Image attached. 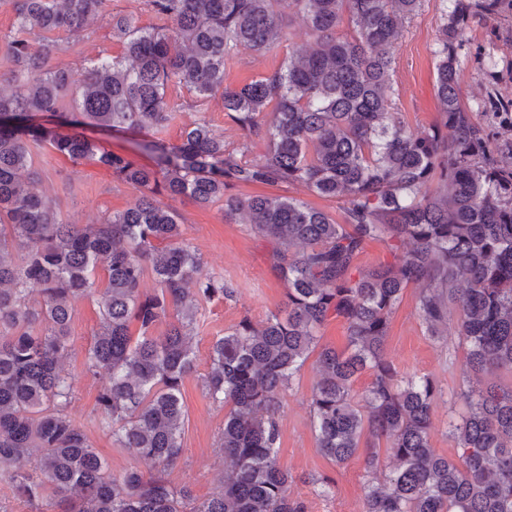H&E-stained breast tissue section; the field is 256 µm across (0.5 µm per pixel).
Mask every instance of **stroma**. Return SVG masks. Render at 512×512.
I'll return each instance as SVG.
<instances>
[{
    "label": "stroma",
    "mask_w": 512,
    "mask_h": 512,
    "mask_svg": "<svg viewBox=\"0 0 512 512\" xmlns=\"http://www.w3.org/2000/svg\"><path fill=\"white\" fill-rule=\"evenodd\" d=\"M441 23L440 0H423L418 14L406 23L393 47L395 103L406 125L413 129H424L440 120L434 72ZM465 39L457 83L464 103L483 122L487 116L481 112L479 102L488 82H495L501 94L512 99V18L494 28L474 21ZM309 41L305 28L295 24L286 41L272 51L257 53L246 46L237 47L225 62V81L237 86L268 75L281 66L290 52L306 47ZM121 51L122 45L113 38L109 20L98 18L89 22L80 37L70 39L54 64L65 68L71 84L77 85L97 54L116 56ZM168 97L181 106L175 121L163 133L168 142H179L183 127L201 119L223 131L226 141H239L240 133L225 115L220 100H198L181 85L170 86ZM34 165L41 175L43 189L61 219L69 224L95 223L131 207L138 197L137 190L118 183L110 172L73 162L46 145L35 149ZM172 206L182 216L183 236L197 250L204 272L224 278L237 290L232 300L201 301L193 329L196 369L182 385L185 409L182 454L168 479L173 487H188L193 498L200 502L215 492L224 468V457L218 447L224 427V408L202 386V377L210 365L211 345L243 315L262 320L282 309L286 296L282 282L270 269L258 237L247 225L225 221L223 204L200 207L176 200ZM416 306V289H407L391 318L385 350L400 370L430 375L442 390L443 396L434 410L430 442L439 455L451 458L456 448L448 425L450 420L458 418L462 407L450 404L447 396L459 391L468 380L465 347L453 331L444 339H431L417 317ZM99 326L96 299L77 300L70 324L73 351L65 366L74 390L69 414L113 474H122L133 466L151 474L154 468L150 462L134 460L118 447L110 432L98 425L101 382L86 373L85 354ZM316 380L315 362L307 360L286 392L279 415V463L291 477L292 498L303 502L306 512H362L366 482L363 455L336 465L321 453L311 427L310 395ZM323 478L331 483V490L326 494L319 485Z\"/></svg>",
    "instance_id": "stroma-1"
}]
</instances>
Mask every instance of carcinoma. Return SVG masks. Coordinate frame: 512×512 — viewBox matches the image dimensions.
<instances>
[{
  "mask_svg": "<svg viewBox=\"0 0 512 512\" xmlns=\"http://www.w3.org/2000/svg\"><path fill=\"white\" fill-rule=\"evenodd\" d=\"M11 2L17 35L6 43L12 67L0 74V227L13 239L0 240V475L14 493L30 503L53 497L59 512H305L278 461V418L316 351L310 417L324 456L340 465L363 452L371 475L387 444L392 468L383 482L366 481L363 512H512V385L469 384L451 396L467 412L450 424L457 459H447L429 441L435 380L400 371L385 352L391 317L414 288L429 335L456 318L468 373L512 374V141L500 145L495 127L474 118L456 81L472 20L493 27L512 17V0H475L473 12L452 0L436 51L441 119L418 132L394 108L392 47L422 0H145L161 21L151 27L110 12L112 0ZM106 14L123 53L99 58L74 88L52 65L65 47L50 35L76 38ZM345 20L355 35L339 33ZM296 21L311 38L305 49L258 80L224 84L235 47L270 51ZM174 81L202 100L220 94L239 143L206 122L184 128L178 144L161 138L176 118ZM484 98L487 113L512 119V99L489 88ZM64 127L149 134L136 146L151 164ZM255 138L266 145L260 158L249 156ZM41 145L111 172L139 199L97 224L63 222L37 190L32 148ZM255 184L338 200L340 219L295 197L228 193ZM163 197L224 202L226 220L242 217L267 243L286 285L283 312L245 315L212 344L202 380L228 406L219 437L227 467L220 490L198 504L167 479L182 453L181 386L196 367L199 301L236 290L202 274ZM371 241L384 242L389 258L361 269ZM30 284L40 287L36 304ZM85 297L101 315L86 354L87 372L105 375L99 426L152 462L148 477L114 476L68 414L63 364L74 302ZM171 311L166 335L154 336ZM331 319L346 324L340 352L318 347Z\"/></svg>",
  "mask_w": 512,
  "mask_h": 512,
  "instance_id": "obj_1",
  "label": "carcinoma"
}]
</instances>
